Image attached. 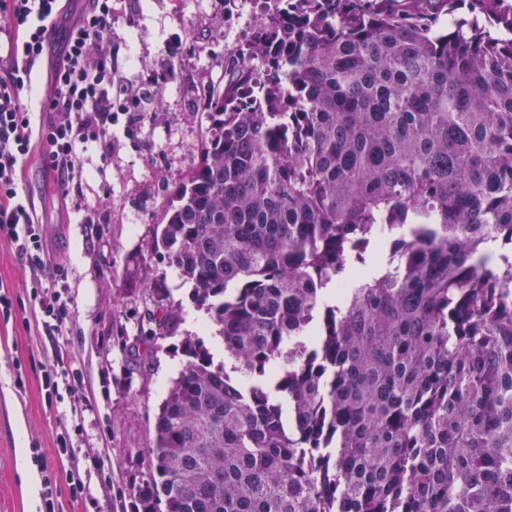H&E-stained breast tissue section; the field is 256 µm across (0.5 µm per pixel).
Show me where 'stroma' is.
<instances>
[{
	"label": "stroma",
	"mask_w": 512,
	"mask_h": 512,
	"mask_svg": "<svg viewBox=\"0 0 512 512\" xmlns=\"http://www.w3.org/2000/svg\"><path fill=\"white\" fill-rule=\"evenodd\" d=\"M128 14L146 20L147 55L177 50L167 56L175 74L164 90L166 111L130 130L114 126L106 147L89 148L79 204L64 202L46 182L39 154L24 166L23 188L35 201L45 249L69 269L72 319L57 346L37 331L28 270L14 247L0 242V289L17 307L14 321L0 322V512H43L36 451L55 476V512H132L133 488L148 473L146 450L159 407L185 361L183 321L194 305L192 288L155 254L154 226L200 161L209 120L206 99L193 83L198 52L206 50L203 60L223 72L250 30L242 28L236 45H225L221 31L192 30L187 20H174L170 0H129ZM104 152L109 159L103 163ZM152 305L173 311L178 322L171 335L141 346L140 364L128 365L124 348ZM58 353L84 379L86 403L77 418L69 399L48 402L41 388L42 367ZM19 369L21 388L15 384ZM65 425L73 429L72 454L83 482L76 500L70 465L56 452V434Z\"/></svg>",
	"instance_id": "1"
}]
</instances>
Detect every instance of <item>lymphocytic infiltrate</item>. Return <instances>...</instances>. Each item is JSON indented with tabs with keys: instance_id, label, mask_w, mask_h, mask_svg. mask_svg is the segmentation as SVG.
<instances>
[{
	"instance_id": "lymphocytic-infiltrate-1",
	"label": "lymphocytic infiltrate",
	"mask_w": 512,
	"mask_h": 512,
	"mask_svg": "<svg viewBox=\"0 0 512 512\" xmlns=\"http://www.w3.org/2000/svg\"><path fill=\"white\" fill-rule=\"evenodd\" d=\"M113 0H84L61 41V59L40 75L50 33L58 18L70 16V0H0V43L6 46L0 79V240L16 245L32 273L30 296L37 303V329L48 340L63 334L67 299L47 294L44 282L64 286L65 265L52 262L34 201L22 188L23 164L40 151L43 169L62 195L79 191L83 154L107 141L119 122L137 120L136 98L116 80L106 51L112 35ZM47 398L66 392L71 407L84 400L82 380L63 358L42 375Z\"/></svg>"
}]
</instances>
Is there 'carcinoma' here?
<instances>
[{
	"label": "carcinoma",
	"instance_id": "1",
	"mask_svg": "<svg viewBox=\"0 0 512 512\" xmlns=\"http://www.w3.org/2000/svg\"><path fill=\"white\" fill-rule=\"evenodd\" d=\"M273 2L154 233L233 372L184 337L135 512H512V0Z\"/></svg>",
	"mask_w": 512,
	"mask_h": 512
}]
</instances>
